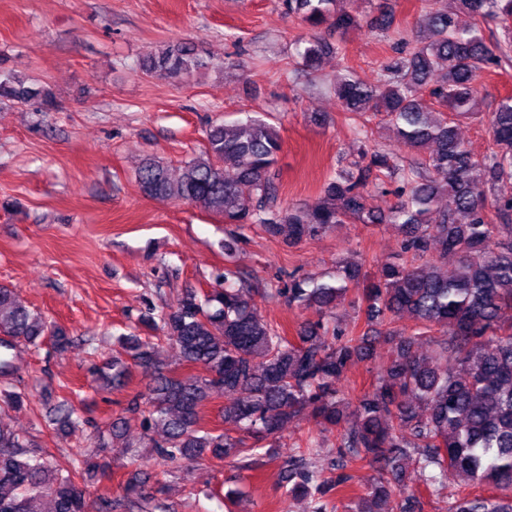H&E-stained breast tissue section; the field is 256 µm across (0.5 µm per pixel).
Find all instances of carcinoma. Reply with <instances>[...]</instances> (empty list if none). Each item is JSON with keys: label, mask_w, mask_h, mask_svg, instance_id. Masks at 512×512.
Segmentation results:
<instances>
[{"label": "carcinoma", "mask_w": 512, "mask_h": 512, "mask_svg": "<svg viewBox=\"0 0 512 512\" xmlns=\"http://www.w3.org/2000/svg\"><path fill=\"white\" fill-rule=\"evenodd\" d=\"M348 3L280 0L285 13L314 28L328 24L343 32L363 21L372 29L389 28V15L365 21L345 8ZM452 3L450 8L428 4L417 21L427 40L383 66L375 79L364 80L347 66L336 81L341 111L378 116L407 146L430 148L409 169L385 153L362 149L352 167L328 179L316 205L281 208L274 171L281 139L261 117L232 129L211 126L205 150L184 162L176 178L152 158L140 163L137 178L145 195L199 205L226 224H260L290 245L336 224L380 220L366 207L365 189L370 183L381 189L383 178L401 173L387 220L405 228L402 251L411 259L380 262L368 275L364 331L331 327L319 319L305 323L298 339H290L262 318L249 288L235 284L230 270L217 277L218 288L205 300L190 290L176 309L143 315L142 325L161 330L181 359L202 373L172 375L155 361L150 338L120 337L122 353L97 366L95 375L107 390L125 384L131 363L150 373L146 390L128 402V410L143 417V433L130 441L114 423L108 433H98L96 447L146 444L156 449L155 465L163 469L182 459H227L252 450L246 439L273 438L309 408L320 426L338 432L335 478L318 479L300 459L286 475L288 494L312 498L315 512H326L322 498L351 482L347 469L359 462L376 468L378 479L359 498L357 512H422L420 494L399 488L409 459L433 492L456 480L494 491L491 496L458 493L448 512H512V193L505 191L512 184V96L487 113L492 143L485 154L475 155L457 134L458 121L476 114L475 83L481 73L490 64L512 60V0ZM458 12L468 13L473 23L459 26ZM492 23L508 34L504 42L486 40L484 29ZM329 53L340 55L342 49L315 37L298 55L312 69ZM206 66L186 42L152 50L141 62L147 74L163 71L174 78ZM437 73L442 80L433 84ZM0 96L56 107L50 89L2 68ZM226 164L233 174L225 173ZM442 193L452 199L446 209L436 206ZM450 253L458 256L451 275L440 271ZM425 255L431 261L413 264ZM362 269L361 262L337 266L333 284L293 278L279 294L321 315L344 297L345 282ZM401 311L421 327L439 331L441 339L421 354L417 337L400 338L372 390L354 401L346 398L337 383L368 354L375 327ZM48 337L58 351L71 343L63 328L1 285L0 377L13 372L10 351L16 345L38 347ZM216 389L232 395L224 405V423L243 436L217 433L204 423L202 409ZM0 400L15 410L28 405L26 395L6 384ZM74 414L70 400L62 398L56 429L76 425ZM85 484L82 467L59 473L0 414V512H40L37 503L44 499L52 512H88ZM127 495L131 507L171 512L166 500L141 495L135 484H128Z\"/></svg>", "instance_id": "obj_1"}]
</instances>
